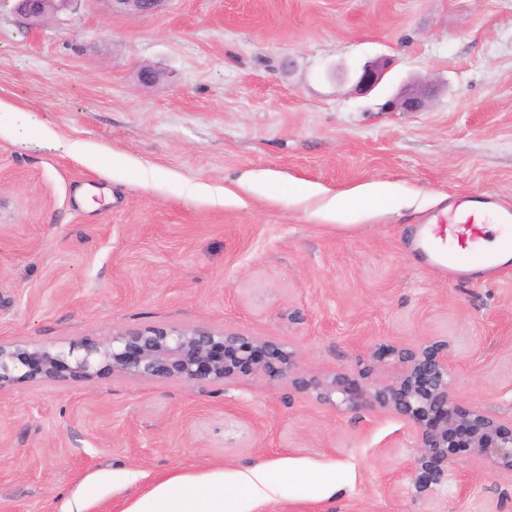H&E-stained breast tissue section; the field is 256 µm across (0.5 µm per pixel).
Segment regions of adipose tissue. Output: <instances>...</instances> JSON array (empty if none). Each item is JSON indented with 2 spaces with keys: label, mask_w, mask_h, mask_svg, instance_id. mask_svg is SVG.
<instances>
[{
  "label": "adipose tissue",
  "mask_w": 512,
  "mask_h": 512,
  "mask_svg": "<svg viewBox=\"0 0 512 512\" xmlns=\"http://www.w3.org/2000/svg\"><path fill=\"white\" fill-rule=\"evenodd\" d=\"M391 202L387 185L371 183L344 191L326 204L327 214L347 221L368 206H385ZM286 476L285 470L272 465H257L240 472L234 488L236 496L262 503L270 499ZM224 477L204 474L177 477L159 485L149 498L146 512H224Z\"/></svg>",
  "instance_id": "ef3b65f1"
}]
</instances>
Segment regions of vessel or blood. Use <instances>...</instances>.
I'll use <instances>...</instances> for the list:
<instances>
[{"label": "vessel or blood", "instance_id": "obj_1", "mask_svg": "<svg viewBox=\"0 0 512 512\" xmlns=\"http://www.w3.org/2000/svg\"><path fill=\"white\" fill-rule=\"evenodd\" d=\"M490 209L496 210L499 224L506 227L512 225V208L498 206L493 198L479 203L471 197L459 196L448 207L433 211L425 217L428 242L436 264L448 272L449 276H461L463 263L473 253V243L483 234L478 213Z\"/></svg>", "mask_w": 512, "mask_h": 512}]
</instances>
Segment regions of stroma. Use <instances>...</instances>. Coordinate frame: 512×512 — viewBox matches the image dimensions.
Segmentation results:
<instances>
[{
  "label": "stroma",
  "instance_id": "35a3bbf8",
  "mask_svg": "<svg viewBox=\"0 0 512 512\" xmlns=\"http://www.w3.org/2000/svg\"><path fill=\"white\" fill-rule=\"evenodd\" d=\"M13 5L0 0V100L16 108L0 131V340L207 324L288 344L306 378L356 381L395 376L383 347L444 340L461 404L512 423V264L453 280L411 246L450 196L512 206V0H168L146 16L78 0L35 26ZM382 58V83L356 91ZM145 65L158 84L139 83ZM414 80L439 87L427 107L388 110ZM369 183L393 211L345 225L288 195ZM417 455L396 412L285 381L0 390V512H129L170 479L220 473L230 489L263 463L287 483L230 512H512L511 473L464 453L421 493Z\"/></svg>",
  "mask_w": 512,
  "mask_h": 512
}]
</instances>
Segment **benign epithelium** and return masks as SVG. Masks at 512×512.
<instances>
[{
    "label": "benign epithelium",
    "mask_w": 512,
    "mask_h": 512,
    "mask_svg": "<svg viewBox=\"0 0 512 512\" xmlns=\"http://www.w3.org/2000/svg\"><path fill=\"white\" fill-rule=\"evenodd\" d=\"M15 10L38 23L74 0H14ZM115 13L156 12L165 0H109ZM389 67L385 59L363 67L356 88L374 89ZM434 92L421 82L405 84L391 100L403 112H420ZM401 365L391 382L353 385L335 375L322 380L298 376L286 343L247 336L235 329L208 325H148L116 330L108 336L70 341L59 346L26 340L0 341V389L5 385L64 380L90 382L103 373L146 381H174L193 388L222 384L241 374L284 380L317 397L352 408L376 402L392 408L411 424L419 455L415 486L422 492L448 480L460 449L476 461L512 473V426L506 427L479 409L464 407L451 393L453 365L444 344L391 348Z\"/></svg>",
    "instance_id": "benign-epithelium-1"
}]
</instances>
